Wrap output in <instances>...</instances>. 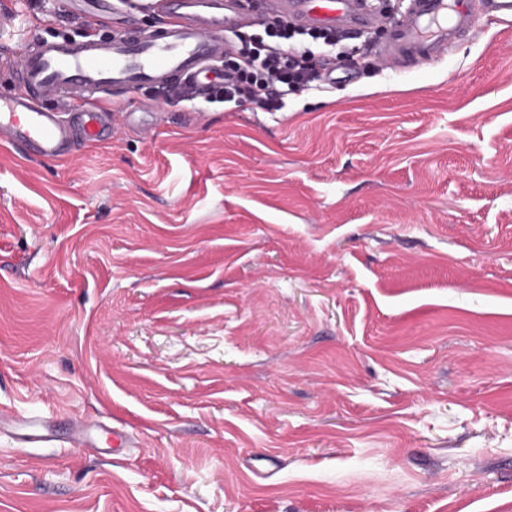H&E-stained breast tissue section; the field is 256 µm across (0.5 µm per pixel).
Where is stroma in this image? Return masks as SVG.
Returning <instances> with one entry per match:
<instances>
[{"label":"stroma","mask_w":512,"mask_h":512,"mask_svg":"<svg viewBox=\"0 0 512 512\" xmlns=\"http://www.w3.org/2000/svg\"><path fill=\"white\" fill-rule=\"evenodd\" d=\"M79 37L0 0L8 37ZM284 109L0 143V512H512V22ZM123 447H15L16 422Z\"/></svg>","instance_id":"1"}]
</instances>
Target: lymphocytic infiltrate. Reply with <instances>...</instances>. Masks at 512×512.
<instances>
[{"label":"lymphocytic infiltrate","mask_w":512,"mask_h":512,"mask_svg":"<svg viewBox=\"0 0 512 512\" xmlns=\"http://www.w3.org/2000/svg\"><path fill=\"white\" fill-rule=\"evenodd\" d=\"M233 49L224 56V81L216 85L211 102L279 111L289 95L318 88L321 75L334 67L347 50L335 31L296 28L266 20L235 33Z\"/></svg>","instance_id":"obj_1"}]
</instances>
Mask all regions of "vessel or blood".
I'll return each instance as SVG.
<instances>
[{
	"label": "vessel or blood",
	"instance_id": "b4317fda",
	"mask_svg": "<svg viewBox=\"0 0 512 512\" xmlns=\"http://www.w3.org/2000/svg\"><path fill=\"white\" fill-rule=\"evenodd\" d=\"M151 6L163 18L151 30L139 29L127 17L120 33L84 40L19 35L21 89L0 96V135L6 144L41 158L66 160L72 155L74 130L99 142L133 121L129 113L116 122L111 107L113 97L128 90L162 91L177 84L189 90L191 100H207L210 90L202 76L223 62L229 49L225 32L265 18L346 32L386 23L389 39L375 53L402 68L416 60L443 58L460 37L476 34L482 24L512 21V0H408L401 14L386 21L366 0H265L258 13L243 0H151ZM69 7L93 12L99 20L117 12L114 0H69ZM46 91L71 105L70 121L40 106ZM57 440L54 428L44 422L28 424L17 436L22 448Z\"/></svg>",
	"mask_w": 512,
	"mask_h": 512
}]
</instances>
